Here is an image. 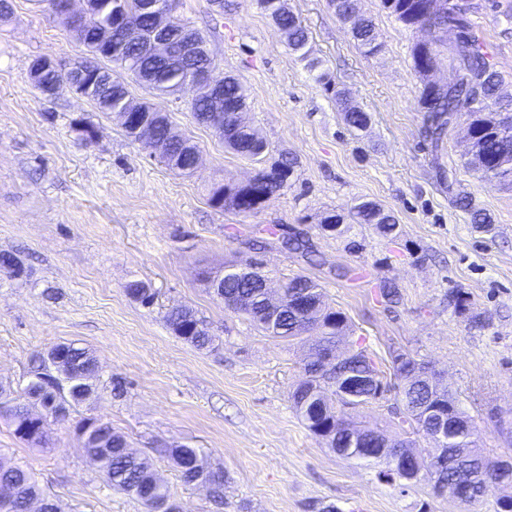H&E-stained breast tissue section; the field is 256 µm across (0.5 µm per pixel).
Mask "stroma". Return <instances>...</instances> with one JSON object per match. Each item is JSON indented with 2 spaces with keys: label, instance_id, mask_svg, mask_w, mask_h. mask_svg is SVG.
<instances>
[{
  "label": "stroma",
  "instance_id": "35a3bbf8",
  "mask_svg": "<svg viewBox=\"0 0 512 512\" xmlns=\"http://www.w3.org/2000/svg\"><path fill=\"white\" fill-rule=\"evenodd\" d=\"M0 20V251L17 253L24 280L0 274V383L24 388L29 371L56 344L77 341L100 364L98 391L68 420L49 421L48 449L19 440L0 419V452L31 470L62 512H144L113 491L84 454L75 423L95 417L146 452L170 483L181 512H496L501 490L464 504L432 491L430 478L407 490L380 466L344 458L311 433L288 398L308 346L271 338L245 316L226 311L205 273L228 260H259L271 289L283 278L316 281L324 302L343 311L351 341L366 347L391 376L390 354L411 352L439 372L479 432L491 457H512V189L480 181L464 166L465 122L450 127L441 165L421 135L420 78L412 49L421 35L358 0L375 22L381 48L365 55L328 0H285L309 35L314 57L352 103L369 116L365 129L346 125L336 100L290 52L257 0H180L176 15L199 30L215 77L234 75L248 94L245 122L267 143L262 159L225 150L197 126L190 94L161 100L173 126L201 151L193 175L180 176L150 148L127 137L118 119L65 89L42 97L30 62L85 56L75 34L33 0H10ZM512 94V0H459ZM90 123V145L73 123ZM288 158L293 173L279 195L250 213L211 206L208 189L247 180L263 163ZM491 214L482 227L471 211ZM371 201L398 220L390 238L372 224L324 233L330 212ZM305 233L315 263L280 247V236ZM141 280L152 305L128 296ZM400 300L387 304L382 286ZM466 307H457L453 293ZM189 305L215 336L200 350L174 335L165 315ZM125 392L114 396L113 382ZM395 394L359 407L358 426L396 441L404 433ZM204 449L224 472V502L184 484L166 451Z\"/></svg>",
  "mask_w": 512,
  "mask_h": 512
}]
</instances>
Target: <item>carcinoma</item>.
I'll return each mask as SVG.
<instances>
[{
    "instance_id": "obj_1",
    "label": "carcinoma",
    "mask_w": 512,
    "mask_h": 512,
    "mask_svg": "<svg viewBox=\"0 0 512 512\" xmlns=\"http://www.w3.org/2000/svg\"><path fill=\"white\" fill-rule=\"evenodd\" d=\"M49 12L58 17L85 46L88 57L71 66L61 65L43 73L39 84L40 93L51 97L56 90L68 86L75 78L74 72L84 68L87 74L78 81L80 92L90 99L101 112L113 113L124 108L128 89L120 72L124 71L140 85L151 91L156 98L164 99L168 89L184 79L189 73H197L206 63L213 62L208 49H203L200 56L184 61L178 57L169 60L137 52L134 45L125 38L124 30L129 26L146 30L151 26L148 11L143 9L146 0H96L94 15L88 19H77L67 15V0H40ZM336 16L348 26L358 46L367 54L379 51L377 34L373 19L356 9V0H329ZM430 0H380L381 9L394 17L404 26L409 27L420 21L429 22L438 27L449 25L456 30L455 42L449 47L453 67L460 73L459 81L452 87L441 91L424 82L419 90L418 109L425 113L423 135L431 140L434 147H439L447 126L458 118H467L468 127L473 133L474 150L471 163L481 172L486 181L503 185H512V99L503 101L501 94L502 76L490 61V57L481 41L473 32L472 24L466 11L457 10L455 14L444 17L428 14ZM114 27V39L108 41L106 55L100 54V31L103 26ZM277 28L286 38L288 48L297 53L308 67L315 69L320 61L311 57L307 48L309 36L302 22L293 13L277 19ZM416 73L429 62L437 58V48L418 43L412 50ZM246 92L241 83L233 76L224 80V108H210L204 98L191 103V115L194 123L211 128H222L219 138L224 146L236 155L256 158L259 146L255 141V132L239 121L237 110L241 107ZM344 93H336L340 101L345 123L357 130L368 125L369 117L362 110L343 101ZM158 146L159 157L169 167L184 173L192 164V157L184 155L181 160H174L173 144L168 142L165 127L156 126L152 131ZM281 171L268 180L261 182L259 191L266 199L278 195L285 188L292 166L288 160L277 162ZM237 186L217 182L209 189V202L223 195L233 200L237 197ZM359 224H375L385 235H397L396 218L385 212L371 201H365L354 208L349 216ZM342 214H331L334 220L331 230L343 233L341 226L347 218ZM286 248L302 253L309 262H315V251L302 237L288 238L283 241ZM0 273L14 279H21L26 274L23 261L12 252H0ZM302 286L310 290L317 308L310 317H297L290 310L294 290ZM288 300L284 301L279 318L273 323L266 322L268 317L267 290L256 282L238 279L233 269L224 272V295L232 299V311L247 316L266 335L273 338L290 339L306 333H317L320 339L311 346L303 360V376L293 387L290 400L293 407L310 430L330 421L337 432L329 438L330 448L339 455L356 459L368 464L379 465L381 461L362 451L351 449V426L346 421L349 411L356 407L379 400L388 391L389 385L383 381L380 372L362 347L354 349L355 357L351 361V371L359 378L371 376L375 385L360 387L354 395L344 398L336 396V405H331L327 391L333 388L331 381L313 374L312 368L327 350V346H339L348 335L346 315L332 307L326 306L318 290V285L305 276H294L284 283ZM125 291L134 300L151 305L155 294L144 282L130 281ZM166 321L173 331L185 325H201L182 339L199 349L213 345L214 338L205 321L197 316L190 307L172 308L166 315ZM98 359L89 349L75 342L60 343L47 352L42 363L32 370L26 386L23 388L24 401L11 397V390L0 386V418L5 419L13 429V434L32 447H48V434L44 421L52 418L63 420L70 414V409L78 405L87 395L97 389ZM394 375L399 379L397 397L403 407L402 422L422 426L423 411L436 404L447 407L453 401L448 390L437 385L430 386L424 381L409 377V369L419 363L408 352L396 351L391 356ZM75 430L88 433L83 439V449L93 459L106 483L115 491L137 499L146 512H179L177 505L171 501L167 483L154 471L153 464L146 456L130 449L127 437L112 428V424L95 418H83L77 422ZM450 448H466L473 456L474 464H482L484 472L477 475L482 486L474 488L468 502L484 497L488 487L483 485V473L495 471L496 463L477 451L478 434L472 421L461 416L459 426L448 431ZM182 480L194 483L201 475L211 479L212 492L221 493L224 476L210 469L207 458L196 448L179 446L169 451ZM29 501L41 504V512H60L57 502L44 494L32 472L23 465L0 460V512H24L23 507Z\"/></svg>"
}]
</instances>
